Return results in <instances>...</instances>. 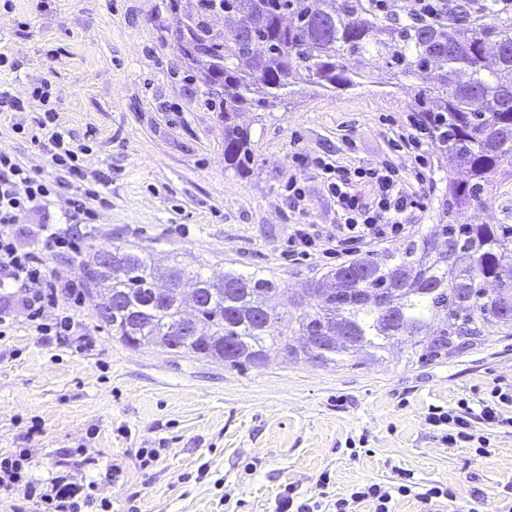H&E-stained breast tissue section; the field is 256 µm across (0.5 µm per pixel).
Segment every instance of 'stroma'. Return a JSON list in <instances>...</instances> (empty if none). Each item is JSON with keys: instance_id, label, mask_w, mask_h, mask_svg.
Segmentation results:
<instances>
[{"instance_id": "1", "label": "stroma", "mask_w": 512, "mask_h": 512, "mask_svg": "<svg viewBox=\"0 0 512 512\" xmlns=\"http://www.w3.org/2000/svg\"><path fill=\"white\" fill-rule=\"evenodd\" d=\"M0 8V50L14 63L0 89L19 112H0V149L42 177L53 170L30 142L44 112L30 80L51 85L56 123L88 169L106 172L108 205L93 224L70 222L65 195L29 212L16 228L28 247L41 225L57 224L82 245L132 244L163 265L173 260L209 275L266 270L283 287L344 264L318 253L291 261L283 252L293 225L336 232V199L311 165L327 156L348 168L391 161L424 211L407 215L406 235L433 231L450 176L429 149L424 167L397 151L395 131L418 112L420 81L387 85L370 62L349 67L373 80L326 93L300 84L287 101L242 113L250 133L246 169L224 164V120L179 52L169 0H13ZM304 192L288 196L289 180ZM457 223L512 225V174L497 178L485 202ZM96 300H65L70 338L36 332L22 309L0 326V454L27 452L28 473L64 474L94 484L116 512H277L279 499L334 503L355 486L389 484L412 471L420 487L448 486L458 501L500 512L512 484V428L490 430L491 455L449 445L429 424L430 409L476 404L512 383V337L485 336L443 361L416 363L392 352L362 366L316 367L270 355L261 366L175 358L155 346L113 339ZM367 450L352 456L354 442ZM158 451L150 467L138 451Z\"/></svg>"}]
</instances>
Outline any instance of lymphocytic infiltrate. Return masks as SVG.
<instances>
[{
	"instance_id": "f902f5d3",
	"label": "lymphocytic infiltrate",
	"mask_w": 512,
	"mask_h": 512,
	"mask_svg": "<svg viewBox=\"0 0 512 512\" xmlns=\"http://www.w3.org/2000/svg\"><path fill=\"white\" fill-rule=\"evenodd\" d=\"M374 11L384 16L405 19L408 25L420 29L447 21L452 12L451 0H370ZM31 95L45 104L44 119L40 123L42 136L32 142L44 153L52 169L67 175L70 194L67 198L71 219L93 223L96 212L93 204L100 199L95 185L101 175L87 170L82 151L67 141L55 123L50 108V86L47 82L31 83ZM442 129L436 121L417 115L409 116L401 127L398 138L416 157H423L429 147L437 145ZM316 166L328 182V189L336 199L344 222L336 234L324 237L313 225H295L288 237L287 256L310 257L321 244H328L333 254H350L403 234L401 217L406 212L423 209L424 198L406 190L396 178L393 168L380 164L373 168L347 169L317 159ZM370 182L371 201L361 200L354 191L357 180ZM60 184L54 179L39 177L25 168L9 151L0 150V288L22 291V304L29 324L42 334L59 337L72 335L71 316L57 318L53 323L43 320L47 308L57 305L60 298L80 300L82 285L67 271L48 268L46 256L78 251L75 237L52 224L43 225L31 247L21 248L14 237V227L20 219L55 195ZM512 404V385L494 388L478 408L463 407L433 409L428 415L431 425L443 428V439L449 444H468L475 456L491 453L488 435L475 432L474 420L498 426L512 427V416L502 412L504 405ZM413 473L402 471L391 485L370 483L357 487L350 497L336 500L334 512H353L356 504H368L371 512H393L395 497L418 495L426 508L447 506L448 512H477L469 504L458 503L456 497L442 485H433L417 492ZM18 493L16 512H82L86 507H98L99 512H112L109 500L96 499L93 491L69 482L66 476L55 477L50 486L43 487L30 480L27 458L23 455L0 456V492Z\"/></svg>"
}]
</instances>
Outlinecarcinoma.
<instances>
[{
	"instance_id": "cac0c4a2",
	"label": "carcinoma",
	"mask_w": 512,
	"mask_h": 512,
	"mask_svg": "<svg viewBox=\"0 0 512 512\" xmlns=\"http://www.w3.org/2000/svg\"><path fill=\"white\" fill-rule=\"evenodd\" d=\"M187 7L192 24L183 28L176 17L177 47L218 101L229 165L243 170L250 161L239 113L283 101L300 83L326 92L360 86L365 75L345 61L368 55L397 84L442 64L436 82L421 89V111L442 113L448 139L438 150L467 179L448 180L438 232L308 281L311 294L294 298L299 314L289 317L286 333L278 328L281 284L259 270L230 268L216 281L201 265L176 261L161 271L137 247L90 246L79 269L86 283L105 289L101 322L112 337L232 367L261 365L271 351L326 367L382 360L402 346L419 362L436 361L481 336H512V314L505 313L512 309V227L455 223L502 165L512 164V21L393 27L362 0H189ZM221 11L239 16L264 46L245 69L235 57L248 53L247 44L209 24ZM160 278L211 289L196 309L194 331L177 348L171 336L182 302L156 287ZM379 293L387 295L386 310L371 302Z\"/></svg>"
}]
</instances>
